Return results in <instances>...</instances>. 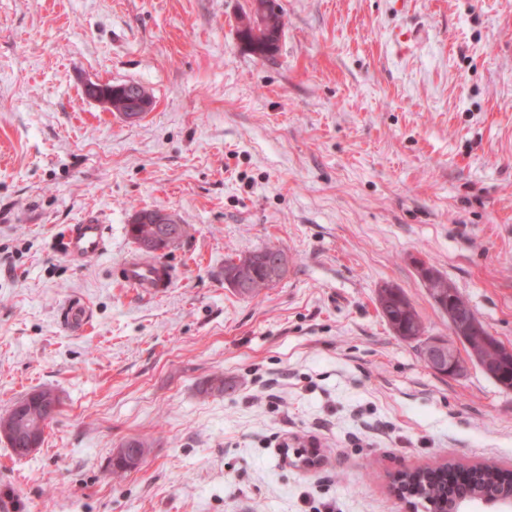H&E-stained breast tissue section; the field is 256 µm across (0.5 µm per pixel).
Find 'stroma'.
Returning <instances> with one entry per match:
<instances>
[{"instance_id": "35a3bbf8", "label": "stroma", "mask_w": 512, "mask_h": 512, "mask_svg": "<svg viewBox=\"0 0 512 512\" xmlns=\"http://www.w3.org/2000/svg\"><path fill=\"white\" fill-rule=\"evenodd\" d=\"M276 2L263 59L247 0H0V413L61 401L34 455L0 439V512H406L403 468L512 470V390L435 373L376 304L401 289L447 336L423 262L512 347V0ZM154 208L186 227L160 297L112 279ZM89 215L108 248L75 262ZM267 245L284 276L238 295L225 259ZM268 7V5H262L259 2H256L255 8L251 11V15L250 13L243 11L239 16V39L249 48L253 54L259 56L260 58L272 57L278 50V43L284 25L282 13L280 10H278L277 14H271L268 29L266 31H261L260 34H255L253 29L248 24H243V21H250L251 17V24L255 27V29L257 27L263 28L268 21ZM105 226L94 216L74 224L63 238L66 255L73 259L88 260L101 256L106 250ZM126 442L129 445V448H122V451H121L124 458L127 460L131 458L132 460L137 461V459L139 457L138 448H140L142 459L139 462V464H141L144 461L145 456L147 455V451H148L147 444L144 441L136 439V438H131V439L127 440ZM139 464L131 465L123 460H119L116 463H113L112 456L110 458V465L112 466V474L116 477H122L128 471L136 468Z\"/></svg>"}]
</instances>
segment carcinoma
<instances>
[{
	"instance_id": "cac0c4a2",
	"label": "carcinoma",
	"mask_w": 512,
	"mask_h": 512,
	"mask_svg": "<svg viewBox=\"0 0 512 512\" xmlns=\"http://www.w3.org/2000/svg\"><path fill=\"white\" fill-rule=\"evenodd\" d=\"M283 30L282 13L270 15L267 30L258 34L248 25L238 27V36L249 50L261 57L273 56L278 50V43ZM253 255L251 273L248 274L249 288L247 295L253 297L263 288L273 284L268 279L266 264L281 250L273 247H262L251 251ZM379 311L395 335L404 341L414 342L418 345L420 357H425L426 348L421 332L425 330L422 319L408 300L406 295L398 288L385 287L379 290L376 299ZM465 352L468 358H473L478 351L485 357L495 359V352L503 348L494 337L485 335L481 328L465 337ZM491 379L501 388L512 389V364L504 363L496 368ZM25 401L28 405L29 418L26 428L29 432L38 435L43 431L47 411L37 395L32 393ZM512 489V473H505L494 466L486 465L481 473L453 492H448V467L437 465L406 472L400 482L399 490L403 495L419 499L431 506V512H448V504L458 500L472 501L477 497Z\"/></svg>"
}]
</instances>
